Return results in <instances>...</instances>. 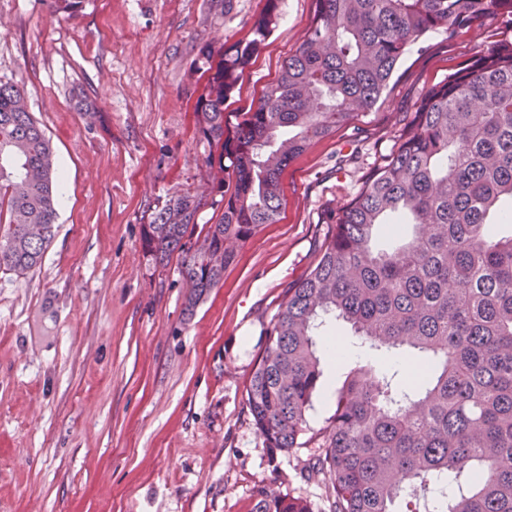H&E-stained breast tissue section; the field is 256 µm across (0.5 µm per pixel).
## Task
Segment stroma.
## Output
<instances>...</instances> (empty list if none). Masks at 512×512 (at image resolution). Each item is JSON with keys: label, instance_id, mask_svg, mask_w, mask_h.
Here are the masks:
<instances>
[{"label": "stroma", "instance_id": "obj_1", "mask_svg": "<svg viewBox=\"0 0 512 512\" xmlns=\"http://www.w3.org/2000/svg\"><path fill=\"white\" fill-rule=\"evenodd\" d=\"M266 0H0V78L22 84L60 170L57 234L41 266L0 270V512H254L264 493L329 512L306 465L270 456L245 404L289 285L317 262L329 209L354 198L410 128L422 95L491 26L409 47L379 103L312 143L282 175L279 220L241 246L224 282L183 315L177 262L142 231L159 201L204 189L193 107L198 52L246 39ZM315 0H282L266 50L225 111H248L301 43ZM95 99L93 117L79 112ZM352 353L327 364L310 426L329 425Z\"/></svg>", "mask_w": 512, "mask_h": 512}]
</instances>
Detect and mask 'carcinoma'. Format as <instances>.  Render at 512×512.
<instances>
[{
	"mask_svg": "<svg viewBox=\"0 0 512 512\" xmlns=\"http://www.w3.org/2000/svg\"><path fill=\"white\" fill-rule=\"evenodd\" d=\"M312 25L275 82L228 127L224 101L263 52L281 0L252 38L212 61L193 109L210 146L204 191L164 199L144 226L156 263L196 282L184 315L224 279L237 250L277 222L280 176L311 142L376 106L405 49L426 34L478 27L489 40L420 98L414 127L346 206L327 214L316 265L287 288L245 388L271 453L318 442L312 466L331 512H393L436 493V512H512V0H315ZM219 203L215 224L198 213ZM397 219V247L373 239ZM54 151L24 87L0 79V269L24 275L55 236ZM209 251H193L199 240ZM358 348L419 353L422 375L351 369L323 432L309 425L323 377L317 341L336 323ZM256 512H313L265 495Z\"/></svg>",
	"mask_w": 512,
	"mask_h": 512,
	"instance_id": "carcinoma-1",
	"label": "carcinoma"
}]
</instances>
